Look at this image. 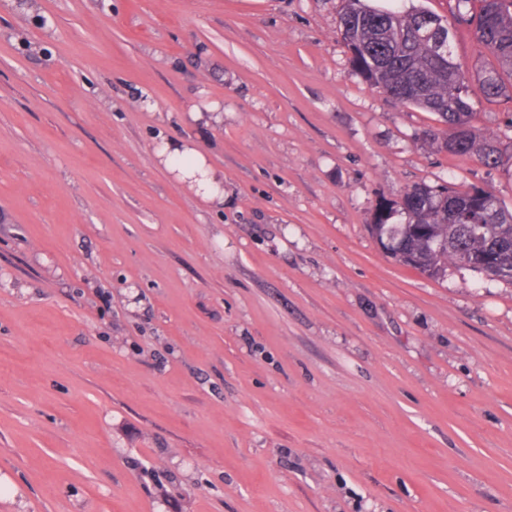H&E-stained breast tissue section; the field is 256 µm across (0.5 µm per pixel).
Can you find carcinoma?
<instances>
[{"label":"carcinoma","instance_id":"carcinoma-1","mask_svg":"<svg viewBox=\"0 0 512 512\" xmlns=\"http://www.w3.org/2000/svg\"><path fill=\"white\" fill-rule=\"evenodd\" d=\"M438 19L425 9L402 10L399 5L377 8L365 0H342L338 31L350 53V63L370 85L394 103L437 114L442 130L425 131L438 151L475 158L493 170L512 161L496 132L483 134L473 125V95L466 72L453 50H435L424 18ZM456 23L471 28L482 53L494 59L478 91L488 102L506 96L512 83V0H456ZM446 186L417 184L400 192L384 218L369 225L372 235L397 241L402 249L392 258L431 277L446 275L451 265L490 276L482 266L491 254L512 281V211L489 189L471 184L455 191L461 210L448 212Z\"/></svg>","mask_w":512,"mask_h":512}]
</instances>
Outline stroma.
<instances>
[{
	"label": "stroma",
	"instance_id": "obj_1",
	"mask_svg": "<svg viewBox=\"0 0 512 512\" xmlns=\"http://www.w3.org/2000/svg\"><path fill=\"white\" fill-rule=\"evenodd\" d=\"M340 9L0 0V512H512V283L368 229L512 170L425 141ZM167 150L169 152L166 164L173 171L177 172V177L181 181H185L195 191L208 206L214 209H222L224 207V190L220 186V174L208 167L204 157L190 147L184 140L167 141ZM177 158H190L195 162V168L191 170H176L173 162ZM197 173L201 177L197 176Z\"/></svg>",
	"mask_w": 512,
	"mask_h": 512
}]
</instances>
